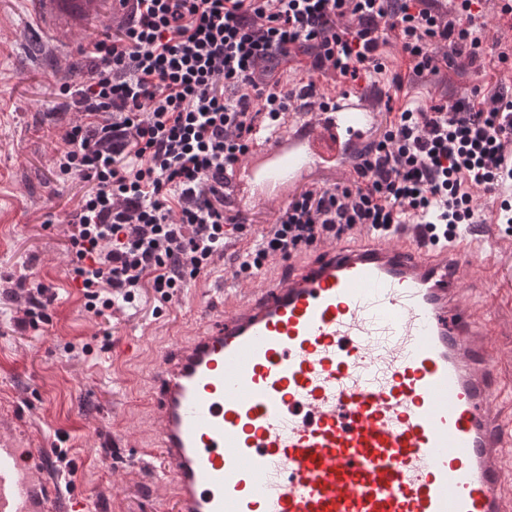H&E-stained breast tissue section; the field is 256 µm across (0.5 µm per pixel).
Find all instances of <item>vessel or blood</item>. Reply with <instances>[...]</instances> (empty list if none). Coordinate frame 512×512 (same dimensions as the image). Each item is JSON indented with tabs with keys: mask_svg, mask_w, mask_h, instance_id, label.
Here are the masks:
<instances>
[{
	"mask_svg": "<svg viewBox=\"0 0 512 512\" xmlns=\"http://www.w3.org/2000/svg\"><path fill=\"white\" fill-rule=\"evenodd\" d=\"M72 42L122 0H28ZM344 88L270 131L228 175L244 206L287 202L312 172L348 171L376 125ZM423 227L358 231L287 259L280 274H227L224 313L153 367L154 447L171 512H512L497 363L465 305L461 271L491 254L477 225L424 245ZM0 512H79L47 454L0 440Z\"/></svg>",
	"mask_w": 512,
	"mask_h": 512,
	"instance_id": "obj_1",
	"label": "vessel or blood"
}]
</instances>
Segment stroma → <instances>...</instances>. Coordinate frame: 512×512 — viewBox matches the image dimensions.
<instances>
[{
	"label": "stroma",
	"instance_id": "35a3bbf8",
	"mask_svg": "<svg viewBox=\"0 0 512 512\" xmlns=\"http://www.w3.org/2000/svg\"><path fill=\"white\" fill-rule=\"evenodd\" d=\"M502 6L481 0L482 53L474 69L455 59L415 74L400 40L388 34L375 76L378 128L404 108L446 106L477 90L512 96V69L499 60L512 56V18ZM122 22L104 13L98 27L60 46L29 20L24 0H0V435L50 454L66 450L75 467L70 490L84 497L87 512H160L170 485L135 464L137 450L152 441L153 361L198 326L197 297L212 294L214 307L223 308L214 290L235 269V243H251L279 207L247 211L244 235L231 236L210 271L161 312L148 288L138 308L108 318L85 308L69 273L67 232L89 185L55 173L54 150L78 117L59 86L78 82V70L91 65L82 48ZM495 255L499 278L472 272L462 286L499 350L500 412L512 420V235L498 234ZM38 284L55 296L50 321L25 328L26 291Z\"/></svg>",
	"mask_w": 512,
	"mask_h": 512
}]
</instances>
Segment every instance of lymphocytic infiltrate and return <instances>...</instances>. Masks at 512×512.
Listing matches in <instances>:
<instances>
[{
  "mask_svg": "<svg viewBox=\"0 0 512 512\" xmlns=\"http://www.w3.org/2000/svg\"><path fill=\"white\" fill-rule=\"evenodd\" d=\"M421 0H134L128 21L90 44L95 59L62 135L61 176L91 183L69 222L73 280L95 315L136 306L142 289L172 300L223 255L247 219L224 207V174L254 140V116L290 107L270 62L306 58L343 78L378 71L386 31L415 73L435 71L436 45L475 64L472 25ZM347 186L297 190L239 262L251 275L351 231L413 222L453 240L480 215L472 191L496 193L512 224V98L472 111L403 110L362 150Z\"/></svg>",
  "mask_w": 512,
  "mask_h": 512,
  "instance_id": "obj_1",
  "label": "lymphocytic infiltrate"
}]
</instances>
